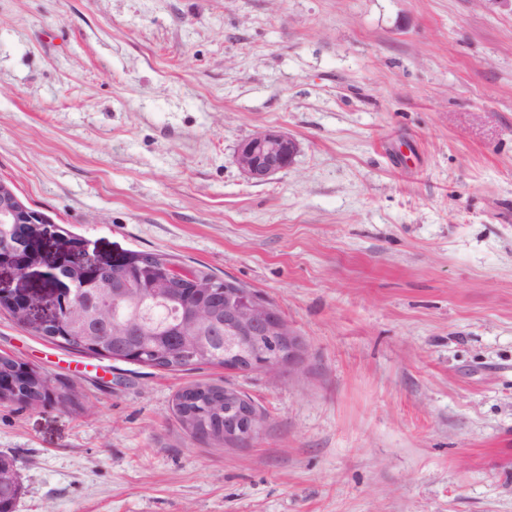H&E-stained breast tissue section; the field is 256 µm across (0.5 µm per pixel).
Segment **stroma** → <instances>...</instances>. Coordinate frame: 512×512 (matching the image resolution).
I'll list each match as a JSON object with an SVG mask.
<instances>
[{
  "label": "stroma",
  "mask_w": 512,
  "mask_h": 512,
  "mask_svg": "<svg viewBox=\"0 0 512 512\" xmlns=\"http://www.w3.org/2000/svg\"><path fill=\"white\" fill-rule=\"evenodd\" d=\"M299 143L255 183L258 130ZM0 178L109 256L263 293L299 371L164 370L0 313L65 400L0 403L15 512H512V6L504 0H0ZM259 439L181 428L196 384ZM299 152V143L290 134L263 129L237 146V162L245 176L264 182L290 167ZM198 389L224 392L218 405ZM201 399L202 401H198ZM187 410L192 416H186ZM224 411V415L222 414ZM175 413L182 428L194 438L224 445H244L262 434L264 423L257 408L233 389L208 384H196L180 391L175 399ZM224 424V437L220 428Z\"/></svg>",
  "instance_id": "stroma-1"
}]
</instances>
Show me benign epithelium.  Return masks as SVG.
Returning a JSON list of instances; mask_svg holds the SVG:
<instances>
[{
    "instance_id": "obj_1",
    "label": "benign epithelium",
    "mask_w": 512,
    "mask_h": 512,
    "mask_svg": "<svg viewBox=\"0 0 512 512\" xmlns=\"http://www.w3.org/2000/svg\"><path fill=\"white\" fill-rule=\"evenodd\" d=\"M299 152V143L290 134L277 129H263L237 146V162L245 176L264 182L290 167ZM52 223L44 212L30 206L15 186L0 179V233L10 243L0 247V271L7 269L12 284L0 286V302L12 306L21 325L42 328L61 320L79 322L85 317L81 293L85 288L102 287L110 296L126 303L129 313L119 321L127 333L141 323L138 309L147 297L174 301L184 286H193L195 299L186 310L182 329L193 347L201 349L197 331H210L224 323V346L242 353L224 358V368L240 372L261 370L279 373L288 366L299 370L304 340L288 325L275 305L252 288L224 280V305L213 297V284L194 273L172 265L152 275L147 288H136L129 278L131 255L106 259L95 251L82 250L75 260L48 266L42 273L43 292L28 286L34 268L42 263L36 241L41 227ZM17 379L0 377V398L31 404L15 396ZM263 418L248 399L224 388V444L244 445L262 434Z\"/></svg>"
}]
</instances>
